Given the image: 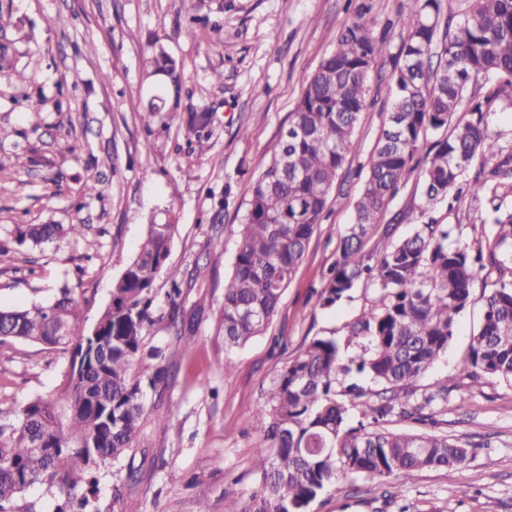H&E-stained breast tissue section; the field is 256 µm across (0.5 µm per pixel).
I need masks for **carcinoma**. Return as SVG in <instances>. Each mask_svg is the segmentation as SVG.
Instances as JSON below:
<instances>
[{
	"label": "carcinoma",
	"mask_w": 512,
	"mask_h": 512,
	"mask_svg": "<svg viewBox=\"0 0 512 512\" xmlns=\"http://www.w3.org/2000/svg\"><path fill=\"white\" fill-rule=\"evenodd\" d=\"M441 12L442 0H412L386 85L388 126L364 165L353 224L318 293V304L332 308L365 282L380 290L379 301L347 325L345 344L315 338L279 371L253 414L260 437L252 454L257 488L227 512H308L323 492H338L357 477L379 479L392 501L418 470L466 467L469 448L448 434L396 432L388 425L395 418L439 425L448 382L422 390L417 381L448 350L460 313L475 302L472 286L483 270L495 278L480 298V329L458 375L512 386V152H503L488 133L479 95L491 81V96L512 100V0H475L455 28L443 32ZM387 55L386 40L376 38L359 14L341 30L335 50L302 77L288 123L302 134L280 136L251 185L240 222L239 248L224 279L225 347H242L265 333L322 223L367 107L370 74ZM149 66L154 73L180 74L163 52L151 56ZM457 112L467 117L453 125ZM477 156L485 164L471 179ZM414 172L423 215L465 193L489 209L493 230L485 243L452 245L448 225L431 220L397 241L387 227L380 251L364 253L369 230ZM84 228L29 225L17 229V237L37 245L79 236ZM176 231L152 218L138 252L112 285V306L100 313L94 335L81 327L67 288L48 305L0 310V343L18 340L69 355L59 398L0 408V512H36L34 502L20 505L35 483L58 494L54 512H114L121 487L103 502L101 471L122 464L126 481L137 479L143 395L167 388L174 356L169 346L146 342L159 277L172 284L168 327L175 343L193 327L180 311L184 272L168 263ZM344 345L358 351L347 356ZM359 376L378 388L360 385ZM352 410L361 416L356 425Z\"/></svg>",
	"instance_id": "1"
}]
</instances>
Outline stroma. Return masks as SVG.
<instances>
[{"instance_id":"35a3bbf8","label":"stroma","mask_w":512,"mask_h":512,"mask_svg":"<svg viewBox=\"0 0 512 512\" xmlns=\"http://www.w3.org/2000/svg\"><path fill=\"white\" fill-rule=\"evenodd\" d=\"M362 4L374 36L398 47L409 0H0V127L11 131L0 140V307L47 304L66 287L91 328L155 216L177 226L170 263L201 272L184 299L186 314L196 317L192 341L177 350L166 392L145 399L134 457L141 480L125 487L118 512H196L202 502L224 512L225 495L246 498L257 487L251 453L260 438L252 415L278 370L314 338H343L379 297L362 284L338 307L316 302L353 221L362 187L355 173L388 118L390 100L378 87L388 80L389 61L372 74L343 174L268 329L242 348L224 346V277L251 184L288 126L302 74L334 50ZM190 15L202 20L193 40L179 31ZM160 49L180 64V85L146 73L145 59ZM205 108L214 116L211 148L201 155L191 151L194 136L181 115ZM87 183L98 195L82 197ZM420 204L415 180H407L371 228L365 251L379 248L386 224L402 210L410 217L393 224V235H408ZM433 215L472 246L492 231L483 206L467 198ZM26 224H81L85 231L47 246L17 245L16 229ZM214 239L224 262L211 270L207 245ZM481 314L477 304L460 314L447 352L421 385L456 375ZM67 369V357L45 346L0 344V407L56 398ZM443 420L449 437L471 447L468 465L415 473L402 488L406 504L413 512H512V386L464 380ZM310 512L397 509L374 481L359 477L342 492H324Z\"/></svg>"}]
</instances>
